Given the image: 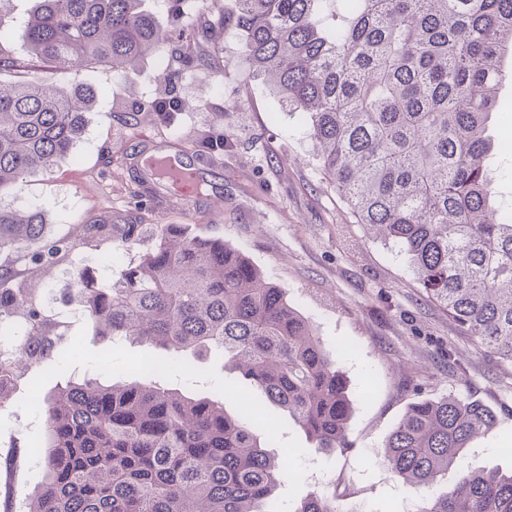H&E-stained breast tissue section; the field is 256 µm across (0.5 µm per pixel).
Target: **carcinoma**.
<instances>
[{
	"label": "carcinoma",
	"mask_w": 512,
	"mask_h": 512,
	"mask_svg": "<svg viewBox=\"0 0 512 512\" xmlns=\"http://www.w3.org/2000/svg\"><path fill=\"white\" fill-rule=\"evenodd\" d=\"M143 0H38L25 40L54 70L106 63L122 73L167 41ZM196 0L209 26L233 28L275 112L297 115L324 173L356 223L404 253L427 298L483 351L512 363V204L493 199L488 134L500 117L512 140V105L499 102L512 52V0ZM94 92L45 80L0 86V185L72 158ZM130 197L152 192L132 177ZM40 209L0 207V331L22 318L26 340L0 349L4 383L51 356L58 337L35 287L92 242H112L102 219L70 235H44ZM143 225L123 224L130 247ZM32 266L16 286L12 258ZM84 315L102 339L213 352L315 445L348 447L347 380L313 326L245 255L222 240L170 227L117 278L70 274ZM47 435L27 453L44 480L21 512H270L283 467L253 415L218 400L154 386L148 376L60 386L40 402ZM495 415L456 397L412 405L385 442L393 476L420 491L463 456ZM293 512H336L317 493ZM420 512H512V474L464 471Z\"/></svg>",
	"instance_id": "cac0c4a2"
}]
</instances>
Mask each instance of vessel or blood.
<instances>
[{"label":"vessel or blood","instance_id":"b4317fda","mask_svg":"<svg viewBox=\"0 0 512 512\" xmlns=\"http://www.w3.org/2000/svg\"><path fill=\"white\" fill-rule=\"evenodd\" d=\"M152 158L151 165L142 169L147 179L161 186H174V194L181 200H197V190L205 182L206 165L203 160L190 161L182 154L168 150L153 153Z\"/></svg>","mask_w":512,"mask_h":512}]
</instances>
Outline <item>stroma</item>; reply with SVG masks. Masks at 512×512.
<instances>
[{
	"mask_svg": "<svg viewBox=\"0 0 512 512\" xmlns=\"http://www.w3.org/2000/svg\"><path fill=\"white\" fill-rule=\"evenodd\" d=\"M37 0H0V21L10 30L8 47L27 64L0 71V84L46 79L60 88L82 84L95 93L87 125L71 162L30 174L22 188H0V206L43 209L47 233L68 235L73 225L102 215L128 224L141 217L139 244L120 242L79 249L40 300L65 339L51 357L31 365L0 401V512L31 493L43 478L24 452L43 440L45 417L38 397L70 380L124 381L146 364L159 366L158 385L193 398L222 400L239 409L232 374L212 357L185 353L178 362L148 343L103 344L77 299L65 296L68 270L119 275L153 234L166 224L219 238L242 251L266 280L284 288L289 304L336 354L348 380L350 448L326 455L277 407L263 403L262 421L275 451L291 449L277 490L279 512L310 492L332 500L338 512H420L426 493L402 485L383 463L387 437L408 408L443 397L481 401L497 423L475 438L461 461L438 478V489L455 483L459 468L512 473V363L480 351L435 303L428 301L407 260L383 242L367 238L323 174L298 119L273 116L269 89L253 72L241 39L211 34L202 16L177 17L169 0H145L168 40L145 55L136 69L113 73L103 64L71 71L30 65L23 39ZM196 30L195 61L184 67V34ZM176 96L188 109L158 117L149 108ZM139 112L136 126L127 123ZM227 136L223 153L207 155L203 200L193 204L157 194L143 214L130 204L127 157L179 143L188 158L196 146Z\"/></svg>",
	"mask_w": 512,
	"mask_h": 512,
	"instance_id": "1",
	"label": "stroma"
}]
</instances>
